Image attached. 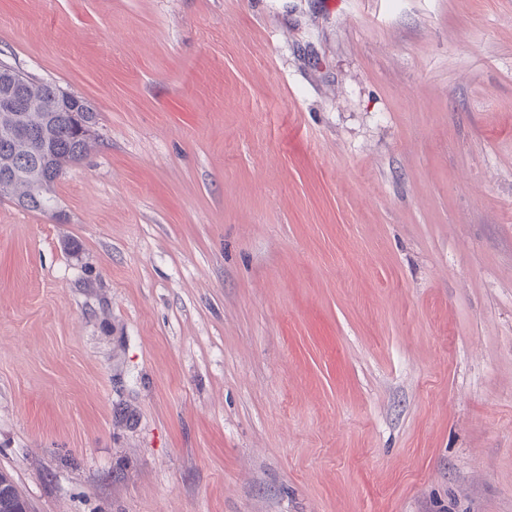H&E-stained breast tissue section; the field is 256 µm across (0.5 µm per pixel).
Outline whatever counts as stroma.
I'll use <instances>...</instances> for the list:
<instances>
[{"label": "stroma", "mask_w": 512, "mask_h": 512, "mask_svg": "<svg viewBox=\"0 0 512 512\" xmlns=\"http://www.w3.org/2000/svg\"><path fill=\"white\" fill-rule=\"evenodd\" d=\"M85 97L0 198L30 512H512V0H0ZM10 73H20L14 67L0 62V94L2 78ZM27 83L23 89L29 93L34 90L40 99L51 100V105H42L34 97L20 95L10 90L0 95V109L21 112L18 117L24 124L43 131L50 141L48 156H33L20 153L14 143H5L0 139V161L2 157L12 158L15 166V180L10 188L6 178L1 179V189L9 190L0 197L8 198L18 206L32 212L50 215L55 209V185L63 173L64 167L83 161L92 147V140L76 137L70 125L69 112H88L84 98L59 89L34 76L26 75ZM57 95V96H56ZM38 109H55L61 112H40ZM52 219L58 220L59 213L51 212Z\"/></svg>", "instance_id": "stroma-1"}]
</instances>
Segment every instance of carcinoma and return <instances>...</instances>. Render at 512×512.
I'll return each mask as SVG.
<instances>
[{"instance_id": "carcinoma-1", "label": "carcinoma", "mask_w": 512, "mask_h": 512, "mask_svg": "<svg viewBox=\"0 0 512 512\" xmlns=\"http://www.w3.org/2000/svg\"><path fill=\"white\" fill-rule=\"evenodd\" d=\"M24 90L35 91L40 99L56 97L58 88L34 76H26ZM19 119L24 124L43 131L50 141L48 155L33 156L20 153L15 144L0 139V158L14 161L15 180L12 188L1 193L18 206L32 212L47 215L55 209V185L64 167L83 161L89 154L92 142L76 137L67 112H23Z\"/></svg>"}]
</instances>
